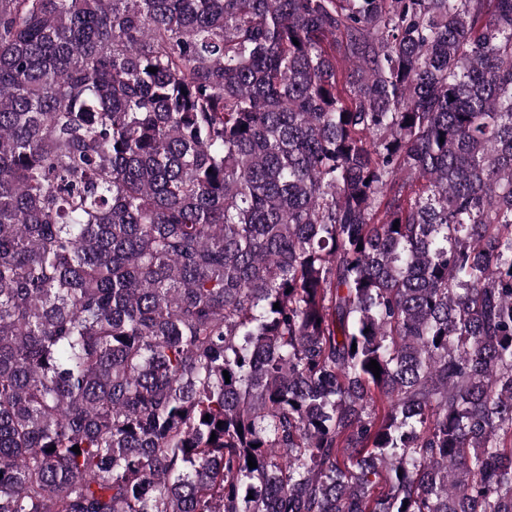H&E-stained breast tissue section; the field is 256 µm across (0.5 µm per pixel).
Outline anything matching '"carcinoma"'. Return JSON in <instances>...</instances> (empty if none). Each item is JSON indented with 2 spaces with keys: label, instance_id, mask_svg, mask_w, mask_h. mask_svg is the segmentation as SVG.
Instances as JSON below:
<instances>
[{
  "label": "carcinoma",
  "instance_id": "1",
  "mask_svg": "<svg viewBox=\"0 0 512 512\" xmlns=\"http://www.w3.org/2000/svg\"><path fill=\"white\" fill-rule=\"evenodd\" d=\"M0 512H512V0H0Z\"/></svg>",
  "mask_w": 512,
  "mask_h": 512
}]
</instances>
